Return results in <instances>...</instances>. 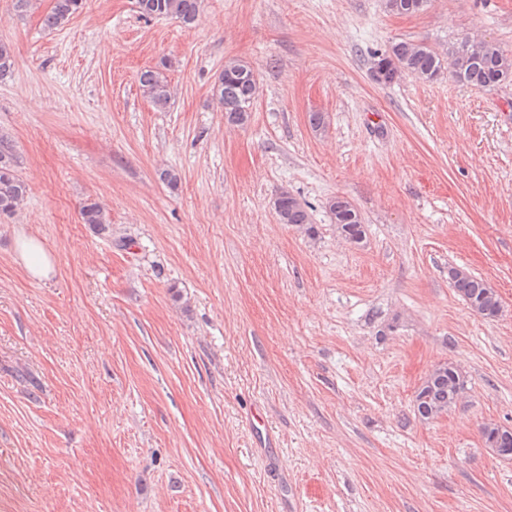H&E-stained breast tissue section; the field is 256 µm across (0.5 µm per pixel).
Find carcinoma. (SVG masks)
Here are the masks:
<instances>
[{"mask_svg": "<svg viewBox=\"0 0 512 512\" xmlns=\"http://www.w3.org/2000/svg\"><path fill=\"white\" fill-rule=\"evenodd\" d=\"M139 14L148 18L176 17L190 29L197 21L201 0H135ZM83 6V0H54L43 20L45 27L55 29L66 23ZM387 8L394 14L410 16L426 8L424 0H387ZM14 68V56L6 42H0V78ZM462 83L487 87L512 78V56L493 42L474 49L464 42L443 56L425 42L398 41L382 52L371 56L370 72L376 82L390 85L405 75L431 81L445 71ZM143 94L153 106L164 111L168 108L171 91L163 71L147 70L140 76ZM257 79L251 66L239 59L224 62V69L215 78L213 97L224 112V120L232 126L245 125L250 117L251 105L257 94ZM14 146L8 137L0 134V215H12L24 200L27 187L16 171ZM280 223L297 224L314 233L307 206L286 190L278 193L274 201ZM327 208L342 237L359 244L365 237V226L354 205L343 197H334ZM85 224L104 229L109 224L106 209L97 201L88 199L80 209ZM448 279L468 307L477 315L494 320L501 316V301L496 289L485 279L476 277L457 267L448 268ZM441 373L432 382H424L417 390L415 407L423 419H431L435 408L454 406L455 394L466 389V380L452 363L439 365ZM482 437L489 448H506L504 458H512V431L489 424L482 428Z\"/></svg>", "mask_w": 512, "mask_h": 512, "instance_id": "obj_1", "label": "carcinoma"}]
</instances>
